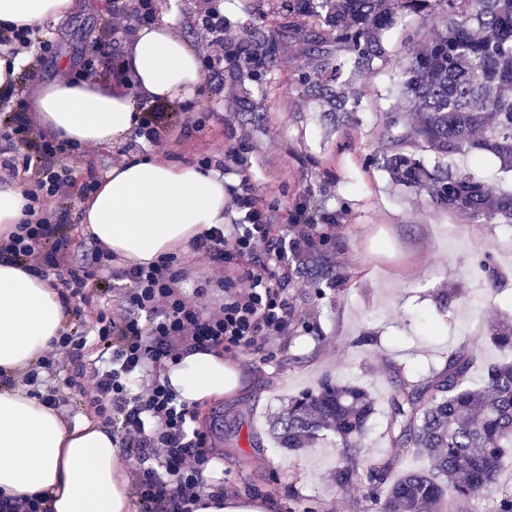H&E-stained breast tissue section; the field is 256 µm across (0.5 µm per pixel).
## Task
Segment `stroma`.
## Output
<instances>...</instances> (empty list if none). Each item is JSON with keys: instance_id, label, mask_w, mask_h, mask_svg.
Segmentation results:
<instances>
[{"instance_id": "1", "label": "stroma", "mask_w": 512, "mask_h": 512, "mask_svg": "<svg viewBox=\"0 0 512 512\" xmlns=\"http://www.w3.org/2000/svg\"><path fill=\"white\" fill-rule=\"evenodd\" d=\"M204 1L178 0L174 9L171 0H160L157 13L174 16L197 54ZM208 1L224 14V64L204 70L167 137L86 145L80 167L68 152L59 164L84 182L104 178L134 154L196 165L234 151L240 159L225 162L226 193L255 188L276 234L323 233L289 266L287 336L228 351L241 362L247 384L233 398L197 403L198 426L224 460L225 494L264 498L272 512H377L366 486L336 487L340 448L288 455L271 424L290 397L323 376L354 381L376 399L364 453L384 457L393 452L388 399L399 380L425 382L460 351L471 360L469 383L482 384L488 367L507 357L485 331L493 313L512 314V227L435 208L425 194L393 183L378 162L391 148V116L411 108L398 88L404 58L440 27V14L402 15L370 70L348 65L346 48L319 28L323 48L344 64L340 82L355 93L337 112L303 83L317 65L311 44L298 34L278 36L288 24L286 0ZM139 24L133 14L112 11L109 0H74L70 13L42 27L55 52L38 74L21 71L16 94L31 104L42 86L73 76L101 26L116 34L113 54L121 56ZM243 47L254 63L240 62ZM324 268L339 280L321 277ZM451 288L452 302L441 303Z\"/></svg>"}]
</instances>
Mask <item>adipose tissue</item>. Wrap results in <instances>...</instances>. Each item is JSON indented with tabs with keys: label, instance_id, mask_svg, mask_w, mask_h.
Instances as JSON below:
<instances>
[{
	"label": "adipose tissue",
	"instance_id": "1",
	"mask_svg": "<svg viewBox=\"0 0 512 512\" xmlns=\"http://www.w3.org/2000/svg\"><path fill=\"white\" fill-rule=\"evenodd\" d=\"M72 0H0V24L43 26L66 15ZM202 82L199 58L170 26H143L125 50L112 83L59 78L36 100L43 125L59 140L108 144L135 132L140 101L190 95ZM224 183L212 172L138 155L112 167L84 222L113 254L149 263L188 248L203 229L223 223ZM64 326L58 295L44 279L0 263V373L18 374L50 350ZM166 376L179 399L233 396L237 364L196 351ZM106 429L66 425L57 410L25 388L0 386V494L48 492L52 512H131L128 474Z\"/></svg>",
	"mask_w": 512,
	"mask_h": 512
}]
</instances>
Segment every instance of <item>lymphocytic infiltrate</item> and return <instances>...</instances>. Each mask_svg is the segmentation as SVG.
<instances>
[{
  "instance_id": "f902f5d3",
  "label": "lymphocytic infiltrate",
  "mask_w": 512,
  "mask_h": 512,
  "mask_svg": "<svg viewBox=\"0 0 512 512\" xmlns=\"http://www.w3.org/2000/svg\"><path fill=\"white\" fill-rule=\"evenodd\" d=\"M112 31L101 27L84 54L80 76L104 78L113 70ZM50 39H37L28 27L0 25V53L27 55L40 71L52 54ZM64 147L42 128L36 113L0 95V182H18L28 201L25 217L8 240L0 241V262L9 261L41 276L65 270L56 289L67 321L59 341L23 377L35 385L40 370L66 373L86 409L104 425L120 423V446L136 458L131 484L139 512H193L202 496L224 495L223 478L206 477L214 456L206 434L196 428L197 412L180 400L164 373L168 364L192 351L250 347L288 333L291 257L307 251L311 239L271 233L273 216L251 188L230 201L234 222L202 231L193 242L197 259L211 266L222 297L206 307L182 287L184 273L168 256L148 265L114 267L111 251L94 245L73 260L65 243L62 214L73 199H87L96 181L76 183L60 173ZM237 256L242 274L224 271ZM122 281L104 289L108 302L93 326H86L79 304L100 274Z\"/></svg>"
}]
</instances>
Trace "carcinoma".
<instances>
[{
  "mask_svg": "<svg viewBox=\"0 0 512 512\" xmlns=\"http://www.w3.org/2000/svg\"><path fill=\"white\" fill-rule=\"evenodd\" d=\"M431 12L444 24L407 53L401 94L414 117H391L393 149L381 156L382 165L395 183L426 194L437 207L511 225L512 190L492 192L446 164L430 169L399 146L421 141L442 159L489 155L501 172L512 174V0H288V16L336 33V43L354 54L359 68L384 56L385 36L401 15ZM331 68L321 57L304 82L341 109L349 92L343 83H324ZM486 336L512 351V317H493ZM468 368L469 360L456 353L424 384L400 382L387 424L399 448L394 455L363 458L374 399L359 384L329 377L288 399L287 412L273 422L278 447L298 456L336 440L346 453L333 475L336 486L366 485L380 512H440L444 501L453 512H470L490 497L499 498V512H512V497L499 482L502 458L512 450V360L491 366L479 387L467 383ZM410 452L430 459L432 468L389 480Z\"/></svg>",
  "mask_w": 512,
  "mask_h": 512,
  "instance_id": "cac0c4a2",
  "label": "carcinoma"
}]
</instances>
